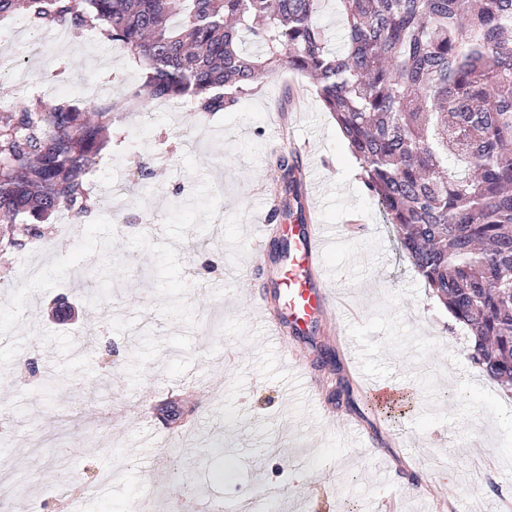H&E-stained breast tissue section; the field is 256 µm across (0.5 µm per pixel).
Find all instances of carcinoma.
I'll return each instance as SVG.
<instances>
[{
  "mask_svg": "<svg viewBox=\"0 0 512 512\" xmlns=\"http://www.w3.org/2000/svg\"><path fill=\"white\" fill-rule=\"evenodd\" d=\"M0 0V18L99 29L146 71L130 102L233 109L287 67L314 80L401 248L469 332V359L512 393V0ZM124 102L84 112L21 97L0 109V242L23 246L67 210L95 208L86 176ZM280 217L301 215L300 161L276 159ZM336 407L359 410L338 378Z\"/></svg>",
  "mask_w": 512,
  "mask_h": 512,
  "instance_id": "1",
  "label": "carcinoma"
}]
</instances>
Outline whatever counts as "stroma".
I'll return each mask as SVG.
<instances>
[{
  "label": "stroma",
  "mask_w": 512,
  "mask_h": 512,
  "mask_svg": "<svg viewBox=\"0 0 512 512\" xmlns=\"http://www.w3.org/2000/svg\"><path fill=\"white\" fill-rule=\"evenodd\" d=\"M26 84L0 77V104L28 94L46 104L93 105L111 82L127 98L140 68L94 32L61 30L26 60ZM309 141L323 180L318 223L333 226L326 257L337 293L357 313L346 332L361 369L400 378L409 405L386 414L367 388L361 411L335 407L321 369L315 393L283 391L289 363L268 342L254 304L269 275H250V228L273 198L275 125ZM150 158L113 214L76 224L59 213L40 239L0 246V446L11 482L0 512H29L44 481L65 473L46 512H199L228 499L282 493L294 512L314 481L309 512H501L512 496V399L468 357V334L403 253L358 174L310 79L285 69L230 111L203 115L170 101L115 113L104 163L88 175L100 193L128 165ZM108 261L106 295L87 307L70 282ZM75 310L59 320L57 310ZM154 414L142 419L143 406ZM169 405L198 421L200 443L172 436ZM492 463L499 486L475 484L472 459Z\"/></svg>",
  "instance_id": "35a3bbf8"
}]
</instances>
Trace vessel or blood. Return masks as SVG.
I'll return each instance as SVG.
<instances>
[{
	"mask_svg": "<svg viewBox=\"0 0 512 512\" xmlns=\"http://www.w3.org/2000/svg\"><path fill=\"white\" fill-rule=\"evenodd\" d=\"M301 183L302 223L283 231L261 220L255 227L250 266L274 270L270 290L257 300L261 322L268 339L288 357L291 371L307 381L310 368L299 357L301 347L335 349L344 323L325 261L332 232L316 223L313 213L320 182L305 170Z\"/></svg>",
	"mask_w": 512,
	"mask_h": 512,
	"instance_id": "1",
	"label": "vessel or blood"
}]
</instances>
